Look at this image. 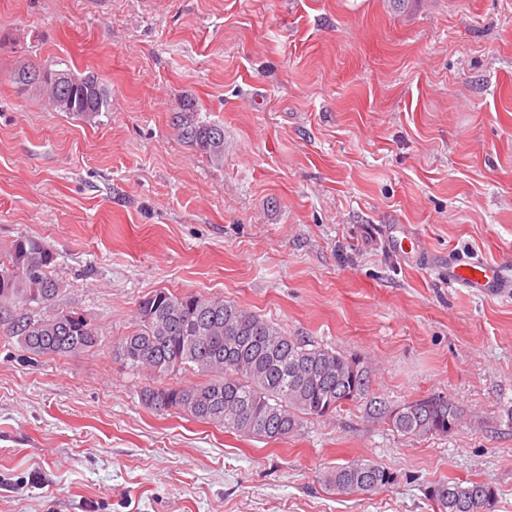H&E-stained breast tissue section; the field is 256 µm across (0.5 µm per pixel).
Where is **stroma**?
<instances>
[{
	"label": "stroma",
	"mask_w": 512,
	"mask_h": 512,
	"mask_svg": "<svg viewBox=\"0 0 512 512\" xmlns=\"http://www.w3.org/2000/svg\"><path fill=\"white\" fill-rule=\"evenodd\" d=\"M31 62L98 75L111 111L51 110L13 81ZM184 98L223 163L181 139ZM23 236L99 344L35 357L0 324V512H434L449 479L512 512V293L445 275L512 263V0H0V259ZM159 290L366 358L388 409L463 418L409 438L361 400L267 442L156 414L117 346ZM353 459L394 483L326 490Z\"/></svg>",
	"instance_id": "stroma-1"
}]
</instances>
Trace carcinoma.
I'll list each match as a JSON object with an SVG mask.
<instances>
[{"mask_svg": "<svg viewBox=\"0 0 512 512\" xmlns=\"http://www.w3.org/2000/svg\"><path fill=\"white\" fill-rule=\"evenodd\" d=\"M67 91L58 92L53 107L84 122L110 111L108 89L93 74L78 77L66 70ZM181 139L215 162L224 161V129L197 117L192 103H182L176 116ZM54 253L40 240L15 241L7 261L0 262V320L8 322L9 335L34 356H68L92 349L86 337L95 328L74 313L55 308L62 288L50 274ZM45 307L35 317L23 311L30 303ZM138 330L123 337L118 347L130 344L142 353L124 359L133 370H145L160 381L178 369L205 376L192 385L146 387L142 401L161 392L166 405L154 408L162 415L175 411L193 420L221 427L244 437L284 441L302 426L301 416L323 417L347 402L368 395L372 368L357 357L317 346L296 336L231 300L197 294L175 295L157 291L141 300L134 313ZM238 325L251 337L227 356L224 331ZM298 359H320L305 380L293 379L287 365ZM372 414L389 417L393 428L405 436L424 437L448 433V420L461 413L446 396H432L403 404L397 414L370 401ZM326 489L343 496L377 492L394 482L385 467L366 460L327 468L321 473ZM439 512H491L497 491L477 481L453 480L430 490Z\"/></svg>", "mask_w": 512, "mask_h": 512, "instance_id": "1", "label": "carcinoma"}]
</instances>
